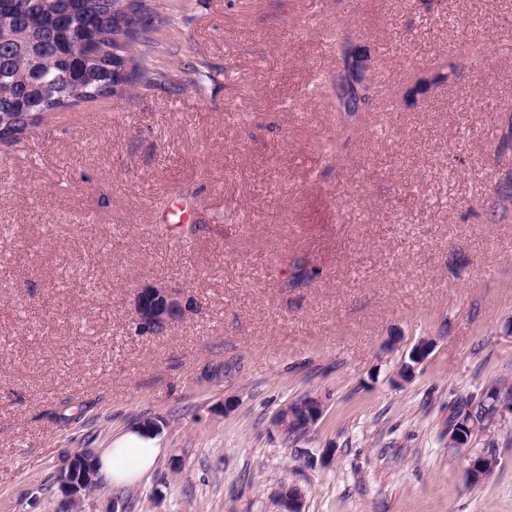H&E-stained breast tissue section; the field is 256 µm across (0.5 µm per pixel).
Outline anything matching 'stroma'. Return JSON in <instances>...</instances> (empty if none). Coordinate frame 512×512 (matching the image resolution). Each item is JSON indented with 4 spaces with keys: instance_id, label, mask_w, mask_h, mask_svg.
Returning a JSON list of instances; mask_svg holds the SVG:
<instances>
[{
    "instance_id": "1",
    "label": "stroma",
    "mask_w": 512,
    "mask_h": 512,
    "mask_svg": "<svg viewBox=\"0 0 512 512\" xmlns=\"http://www.w3.org/2000/svg\"><path fill=\"white\" fill-rule=\"evenodd\" d=\"M157 2L192 17L148 54L176 83L0 151V512H58L65 457L144 421L155 468L84 512H278L284 485L306 512H512V418L472 442L498 454L480 483L448 445L450 402L512 385V0ZM338 23L381 91L332 150L311 86ZM448 57L459 72L416 87ZM202 65L198 90L182 75ZM149 286L196 311L137 334ZM306 395L321 419L282 434ZM299 410H304L307 415L310 413V417H307L306 421L303 422V426L309 429L318 421L322 415L323 403L318 397L305 396L293 403L287 404L276 415V427L281 432L288 434V431L292 426L299 424Z\"/></svg>"
}]
</instances>
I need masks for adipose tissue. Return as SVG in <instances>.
<instances>
[{"label": "adipose tissue", "mask_w": 512, "mask_h": 512, "mask_svg": "<svg viewBox=\"0 0 512 512\" xmlns=\"http://www.w3.org/2000/svg\"><path fill=\"white\" fill-rule=\"evenodd\" d=\"M160 453V441L149 428L132 427L96 455L97 476L109 486L135 485L154 468Z\"/></svg>", "instance_id": "obj_1"}]
</instances>
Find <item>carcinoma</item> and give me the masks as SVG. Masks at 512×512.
<instances>
[{"label": "carcinoma", "instance_id": "carcinoma-1", "mask_svg": "<svg viewBox=\"0 0 512 512\" xmlns=\"http://www.w3.org/2000/svg\"><path fill=\"white\" fill-rule=\"evenodd\" d=\"M136 24L146 34V47L157 44L147 36L159 8L140 0ZM127 18L122 0H0V139L13 147L32 138L56 111L83 101L116 96L120 83L112 74V49L118 22ZM352 61L325 79L326 93L344 124L346 139L364 123L358 115L371 111L378 93L377 59L369 53H349ZM139 84L150 89L169 81V72L135 58ZM449 417L485 412L474 396L450 405Z\"/></svg>", "mask_w": 512, "mask_h": 512}]
</instances>
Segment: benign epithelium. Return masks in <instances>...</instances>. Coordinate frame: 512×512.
Segmentation results:
<instances>
[{
  "mask_svg": "<svg viewBox=\"0 0 512 512\" xmlns=\"http://www.w3.org/2000/svg\"><path fill=\"white\" fill-rule=\"evenodd\" d=\"M196 307L194 300L181 290L161 287L144 288L136 295L134 302L133 325L134 330L141 334H153L161 326L171 325L183 320L192 313ZM431 344L421 341L409 352L410 371H415L418 365L428 356ZM309 414L306 421L299 422L300 412ZM323 412L321 399L314 396H305L283 407L275 418L276 427L283 433H288L291 427L303 424L311 428ZM507 414L512 415V389L498 394L493 401V410L490 422H495ZM485 421L478 420L470 415H460L448 422V446L470 454V476L478 482L484 478V474L477 467L492 469L497 463L496 456L490 454V449L469 448L471 434ZM72 459H67L58 470V483L63 485V501L59 512H81L84 499L95 491L98 481L95 472L90 470L87 475L78 481H69V472ZM279 512H305V495L290 498L287 494L279 495Z\"/></svg>",
  "mask_w": 512,
  "mask_h": 512,
  "instance_id": "benign-epithelium-1",
  "label": "benign epithelium"
}]
</instances>
